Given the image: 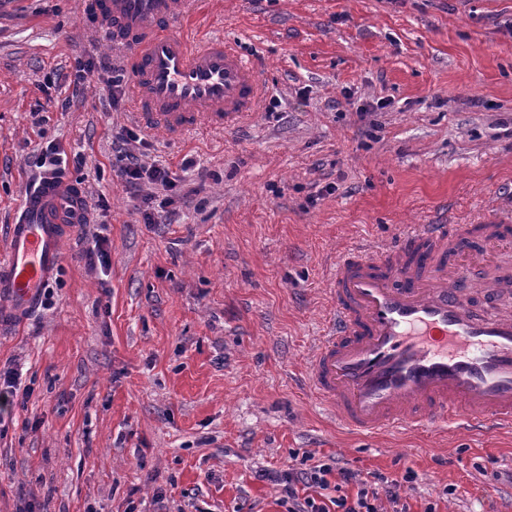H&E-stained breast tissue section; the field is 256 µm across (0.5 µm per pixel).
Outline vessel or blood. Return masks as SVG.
Segmentation results:
<instances>
[{"label": "vessel or blood", "mask_w": 512, "mask_h": 512, "mask_svg": "<svg viewBox=\"0 0 512 512\" xmlns=\"http://www.w3.org/2000/svg\"><path fill=\"white\" fill-rule=\"evenodd\" d=\"M87 2L100 38L127 52L145 129L171 138L193 127L221 130L257 110L260 86L235 45L176 32L193 0ZM83 201L74 183L50 182L26 197L0 259V324L39 304L64 240L83 221ZM481 234L498 242L512 228L490 215ZM470 239L465 225L416 224L391 248L337 256L307 382L340 422L366 433L449 419L470 433L512 430V313L478 315L460 298L455 260Z\"/></svg>", "instance_id": "b4317fda"}]
</instances>
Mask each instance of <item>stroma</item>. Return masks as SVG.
<instances>
[{"label":"stroma","instance_id":"1","mask_svg":"<svg viewBox=\"0 0 512 512\" xmlns=\"http://www.w3.org/2000/svg\"><path fill=\"white\" fill-rule=\"evenodd\" d=\"M185 33L236 43L265 96L171 140L113 109L123 52L83 0H0V256L47 147L87 207L0 326V512H284L266 475L309 454L415 470L410 512H512V433L350 431L305 374L339 251L512 222V0H210ZM125 154L179 173L171 222H142Z\"/></svg>","mask_w":512,"mask_h":512}]
</instances>
